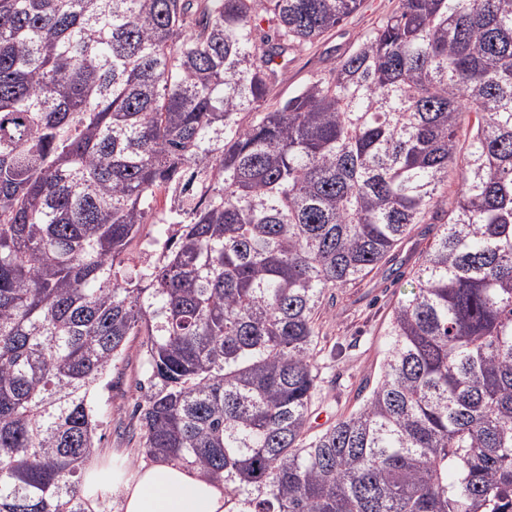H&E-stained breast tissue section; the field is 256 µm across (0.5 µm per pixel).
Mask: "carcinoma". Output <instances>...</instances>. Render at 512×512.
Instances as JSON below:
<instances>
[{
	"label": "carcinoma",
	"mask_w": 512,
	"mask_h": 512,
	"mask_svg": "<svg viewBox=\"0 0 512 512\" xmlns=\"http://www.w3.org/2000/svg\"><path fill=\"white\" fill-rule=\"evenodd\" d=\"M361 4L0 0V512H100L135 338L141 452L237 512H512V0H398L267 107ZM414 224L376 386L312 434L323 300ZM398 0H363L360 8L288 62V68L273 86L268 104L284 101L310 80L320 76L328 64L353 51L361 36L391 14Z\"/></svg>",
	"instance_id": "cac0c4a2"
}]
</instances>
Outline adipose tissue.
Instances as JSON below:
<instances>
[{"label":"adipose tissue","instance_id":"1","mask_svg":"<svg viewBox=\"0 0 512 512\" xmlns=\"http://www.w3.org/2000/svg\"><path fill=\"white\" fill-rule=\"evenodd\" d=\"M122 512H227L224 486L167 462L142 465L132 478H115Z\"/></svg>","mask_w":512,"mask_h":512}]
</instances>
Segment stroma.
Segmentation results:
<instances>
[{
    "mask_svg": "<svg viewBox=\"0 0 512 512\" xmlns=\"http://www.w3.org/2000/svg\"><path fill=\"white\" fill-rule=\"evenodd\" d=\"M397 0H363L360 8L289 62L269 96L270 103L288 99L302 85L323 74L328 64L353 51L361 36L395 9ZM434 225H413L390 258L360 284L327 294L321 313L317 362L321 383L315 401L314 431L357 409L379 375L387 347L385 328L393 307L415 284V270ZM143 378L138 345H130L125 361L111 374V385L95 393L97 405L111 408L99 429L101 448L96 463L123 460L135 469L145 457L128 432L129 415L142 398Z\"/></svg>",
    "mask_w": 512,
    "mask_h": 512,
    "instance_id": "stroma-1",
    "label": "stroma"
}]
</instances>
